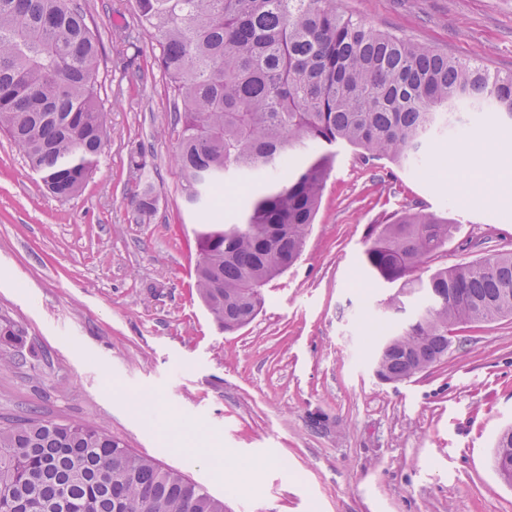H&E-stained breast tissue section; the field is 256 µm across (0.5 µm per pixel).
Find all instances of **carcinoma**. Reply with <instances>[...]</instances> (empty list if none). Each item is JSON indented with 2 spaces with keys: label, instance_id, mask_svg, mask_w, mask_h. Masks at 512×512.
I'll use <instances>...</instances> for the list:
<instances>
[{
  "label": "carcinoma",
  "instance_id": "carcinoma-1",
  "mask_svg": "<svg viewBox=\"0 0 512 512\" xmlns=\"http://www.w3.org/2000/svg\"><path fill=\"white\" fill-rule=\"evenodd\" d=\"M133 14L161 47L186 201L216 202L231 171L263 183L242 223H225L218 210L197 234V290L226 333L254 319L262 288L302 255L332 147L422 167L433 132L466 134L461 103L490 105L512 127V73L375 29L340 14L335 0H133ZM99 67L80 0H0V132L60 199L82 191L104 143ZM302 148L314 157L298 166ZM155 209L146 187L137 220ZM453 228L404 213L375 229L364 266L377 281L400 284L384 303L397 309L400 295L418 288L438 295L377 346L382 382L440 362L455 327L512 316L511 252L414 276ZM22 341L19 327L0 323L1 345ZM0 512H224V501L99 428L27 418L0 427Z\"/></svg>",
  "mask_w": 512,
  "mask_h": 512
}]
</instances>
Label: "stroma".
Instances as JSON below:
<instances>
[{
    "instance_id": "35a3bbf8",
    "label": "stroma",
    "mask_w": 512,
    "mask_h": 512,
    "mask_svg": "<svg viewBox=\"0 0 512 512\" xmlns=\"http://www.w3.org/2000/svg\"><path fill=\"white\" fill-rule=\"evenodd\" d=\"M100 36L107 136L82 192L49 194L0 133V321L24 331L0 369V426L36 416L92 425L224 500L228 512H512L492 467L512 426V317L463 324L428 372L379 381L382 329L413 318L380 302L397 285L362 266L375 225L406 212L454 231L419 276L512 252V207L435 175L337 145L301 258L263 290L257 316L220 331L196 290L195 232L169 137L172 94L156 38L125 39L132 0H82ZM339 13L512 72V0H336ZM142 151L145 171L130 164ZM152 184L156 211L133 199Z\"/></svg>"
}]
</instances>
